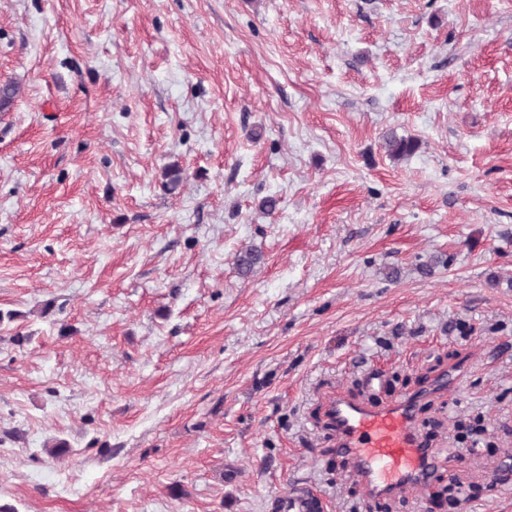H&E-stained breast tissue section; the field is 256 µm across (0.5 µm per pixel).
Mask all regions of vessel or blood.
<instances>
[{
  "mask_svg": "<svg viewBox=\"0 0 512 512\" xmlns=\"http://www.w3.org/2000/svg\"><path fill=\"white\" fill-rule=\"evenodd\" d=\"M431 386L382 407L339 397L328 408L336 451L347 458L366 498L385 499L406 488L428 491L435 454L420 435L416 410ZM279 512H317V499L298 487L278 503Z\"/></svg>",
  "mask_w": 512,
  "mask_h": 512,
  "instance_id": "1",
  "label": "vessel or blood"
}]
</instances>
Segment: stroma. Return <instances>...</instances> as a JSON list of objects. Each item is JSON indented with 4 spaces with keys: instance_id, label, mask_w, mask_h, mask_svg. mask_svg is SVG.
<instances>
[{
    "instance_id": "obj_1",
    "label": "stroma",
    "mask_w": 512,
    "mask_h": 512,
    "mask_svg": "<svg viewBox=\"0 0 512 512\" xmlns=\"http://www.w3.org/2000/svg\"><path fill=\"white\" fill-rule=\"evenodd\" d=\"M7 85L1 506L512 512V0H0ZM457 369L364 499L330 402ZM317 503V498L308 489L297 486L278 501V508L280 512H317Z\"/></svg>"
}]
</instances>
